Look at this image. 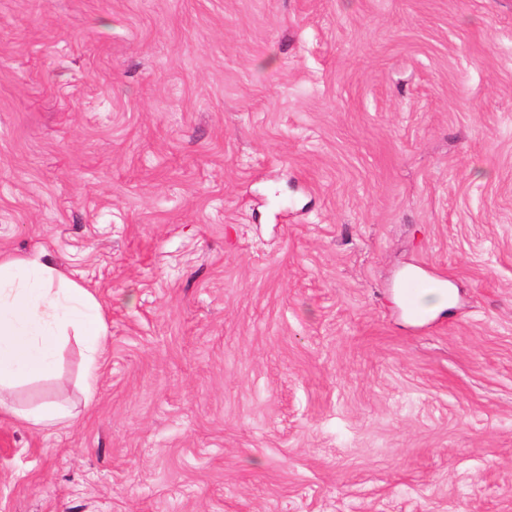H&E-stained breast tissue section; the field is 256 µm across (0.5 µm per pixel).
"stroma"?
I'll return each instance as SVG.
<instances>
[{
  "label": "stroma",
  "mask_w": 512,
  "mask_h": 512,
  "mask_svg": "<svg viewBox=\"0 0 512 512\" xmlns=\"http://www.w3.org/2000/svg\"><path fill=\"white\" fill-rule=\"evenodd\" d=\"M42 250L108 336L14 390L73 418L0 414V512H512V0H0Z\"/></svg>",
  "instance_id": "stroma-1"
}]
</instances>
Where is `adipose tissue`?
<instances>
[{
  "label": "adipose tissue",
  "mask_w": 512,
  "mask_h": 512,
  "mask_svg": "<svg viewBox=\"0 0 512 512\" xmlns=\"http://www.w3.org/2000/svg\"><path fill=\"white\" fill-rule=\"evenodd\" d=\"M71 337L86 352L84 384L93 387L107 339L99 300L62 275L44 252L0 254V413L43 428L67 420L52 403L16 410L8 395L24 381L49 375L60 344Z\"/></svg>",
  "instance_id": "1"
}]
</instances>
